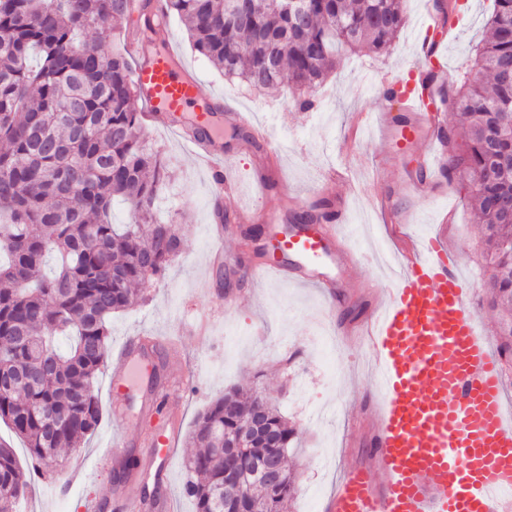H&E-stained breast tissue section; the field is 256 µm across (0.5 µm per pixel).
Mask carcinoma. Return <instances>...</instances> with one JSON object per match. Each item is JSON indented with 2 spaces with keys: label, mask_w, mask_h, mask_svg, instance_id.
Returning <instances> with one entry per match:
<instances>
[{
  "label": "carcinoma",
  "mask_w": 512,
  "mask_h": 512,
  "mask_svg": "<svg viewBox=\"0 0 512 512\" xmlns=\"http://www.w3.org/2000/svg\"><path fill=\"white\" fill-rule=\"evenodd\" d=\"M246 18H229V0H166L185 24L192 48L224 77L272 89L320 84L340 57L388 50L405 21V0H249ZM149 0H0V420L33 461L50 468L77 448L102 418L93 393L108 356L112 314L134 305L136 286L163 275L180 253L176 225L158 222L154 202L170 177L146 139L140 92L127 50L97 51L87 35L109 24L148 36ZM489 35L470 77L441 103L457 124L442 176L467 171L470 199L487 246V306L498 314L497 350L512 370V0H494ZM130 207L111 219L112 200ZM55 258L49 274L46 258ZM262 410L280 448L255 437L241 457L278 452L275 491L248 473L243 498L253 512H284L299 492L287 460L295 430L258 392L232 389L198 417L189 435L185 493L196 512H224V443ZM28 480L0 441V512H15Z\"/></svg>",
  "instance_id": "carcinoma-1"
}]
</instances>
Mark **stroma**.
Segmentation results:
<instances>
[{
  "label": "stroma",
  "instance_id": "35a3bbf8",
  "mask_svg": "<svg viewBox=\"0 0 512 512\" xmlns=\"http://www.w3.org/2000/svg\"><path fill=\"white\" fill-rule=\"evenodd\" d=\"M455 3V13L444 23L435 0H407L405 24L393 46L343 58L315 87L314 107L307 112L296 107V94L288 87L255 91L224 78L192 49L177 17H167L157 35L173 39L198 76L202 95H221L253 111L272 132L267 143L249 136L230 141L236 176L230 206L259 201L289 221L326 196L344 214L338 225L344 245L394 255L404 241L385 222L381 204L389 202L402 212L413 240L438 236L447 244L469 288L480 330L492 344L497 327L486 305L483 232L467 180L438 176L429 194L418 195L409 178L426 143L394 152L384 126L377 123L384 89L405 87L421 74L417 48L422 42L439 41L448 86L463 82L494 2ZM145 133L163 147L172 172L156 216L178 225L183 246L161 279L146 282L143 301L113 315L109 340L114 348L131 336L152 345L166 406L176 410L181 423L169 481L156 497L171 499L172 512H195L183 490L189 433L213 399L239 385L258 388L296 428L291 462L300 492L290 512H323L337 475L370 460L366 429L377 386L364 352L349 350L347 340L377 308L378 287L387 283L388 270L370 262L345 268L339 281L345 296L341 306L329 292L275 278L260 269V256L244 246L243 224H225L223 239H216L210 171L196 163L183 135L159 122L149 123ZM229 296L237 300L230 313L224 310ZM259 327L266 330L267 343L254 339ZM129 393L124 416L103 415L83 447L63 453L62 471L32 475L21 512H89L97 502L101 512H111L113 500L142 496L128 469L105 467L102 457L115 435L127 438L125 453L138 464L150 454L153 419L138 385H131ZM77 454L84 458L85 475L74 483L68 465Z\"/></svg>",
  "mask_w": 512,
  "mask_h": 512
}]
</instances>
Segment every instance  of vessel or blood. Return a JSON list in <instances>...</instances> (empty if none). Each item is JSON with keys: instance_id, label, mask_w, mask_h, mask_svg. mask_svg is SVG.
Wrapping results in <instances>:
<instances>
[{"instance_id": "obj_1", "label": "vessel or blood", "mask_w": 512, "mask_h": 512, "mask_svg": "<svg viewBox=\"0 0 512 512\" xmlns=\"http://www.w3.org/2000/svg\"><path fill=\"white\" fill-rule=\"evenodd\" d=\"M130 51L143 110L203 125L207 135L192 139L193 154L222 178L221 108L202 99L172 43L150 40ZM434 109L428 94L408 98L405 121L390 125L397 149L418 145ZM264 220L272 229L265 270L326 288L329 264L368 259L336 251L335 225L313 221L282 235L277 215ZM393 279L363 339L381 389L369 440L372 463L341 478L328 512H512V418L458 262L437 240L411 244L398 256ZM138 359L131 341L113 357L112 395L127 391ZM179 431L176 421L156 417L145 469L156 483L168 481Z\"/></svg>"}]
</instances>
